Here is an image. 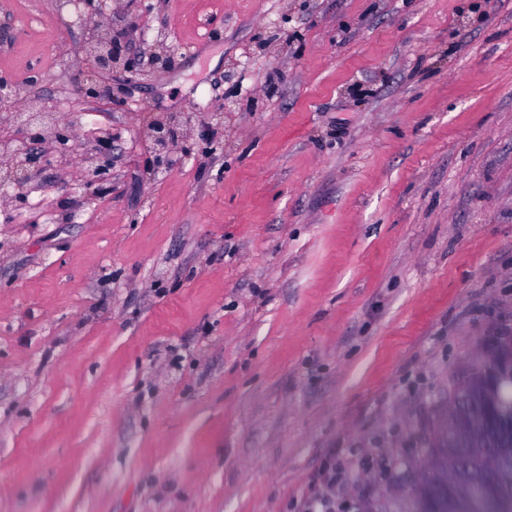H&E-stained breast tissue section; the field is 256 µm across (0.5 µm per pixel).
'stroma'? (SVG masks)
Segmentation results:
<instances>
[{"mask_svg": "<svg viewBox=\"0 0 512 512\" xmlns=\"http://www.w3.org/2000/svg\"><path fill=\"white\" fill-rule=\"evenodd\" d=\"M58 2L0 0V79L110 178L0 195V512L390 494L512 346V0ZM100 26L174 53L123 108ZM116 38L117 36L112 35L111 31L100 36L90 46L89 55L92 68L96 70L97 75L81 82L78 86L77 93L84 98L90 100L107 99L112 104L116 103V99L112 96V88L103 81V75L119 67L129 70L132 77L140 75L139 68L144 66V60H141L138 66L136 59L127 56L125 50L117 45Z\"/></svg>", "mask_w": 512, "mask_h": 512, "instance_id": "obj_1", "label": "stroma"}]
</instances>
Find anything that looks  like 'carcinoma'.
<instances>
[{
	"instance_id": "carcinoma-1",
	"label": "carcinoma",
	"mask_w": 512,
	"mask_h": 512,
	"mask_svg": "<svg viewBox=\"0 0 512 512\" xmlns=\"http://www.w3.org/2000/svg\"><path fill=\"white\" fill-rule=\"evenodd\" d=\"M429 455L448 492L400 494L365 512H512V375L487 389L472 377Z\"/></svg>"
}]
</instances>
